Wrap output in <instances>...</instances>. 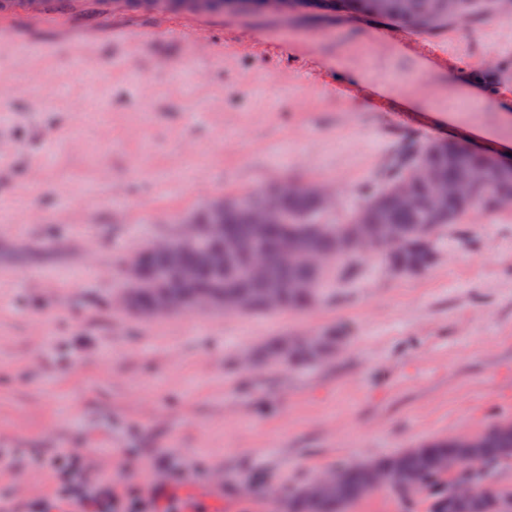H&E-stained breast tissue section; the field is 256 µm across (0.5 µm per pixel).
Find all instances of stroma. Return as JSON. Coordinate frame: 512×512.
<instances>
[{"mask_svg": "<svg viewBox=\"0 0 512 512\" xmlns=\"http://www.w3.org/2000/svg\"><path fill=\"white\" fill-rule=\"evenodd\" d=\"M0 498L50 504L47 451L119 490L165 481L193 512H271L333 467L512 422V218L473 215L436 263L369 258L304 312L142 319L121 267L175 217L274 178L356 208L414 143L512 161V18L432 33L318 13L0 9ZM94 277H86V268ZM341 328L320 365L248 363ZM223 486H215L214 474ZM369 491L349 512H432Z\"/></svg>", "mask_w": 512, "mask_h": 512, "instance_id": "stroma-1", "label": "stroma"}]
</instances>
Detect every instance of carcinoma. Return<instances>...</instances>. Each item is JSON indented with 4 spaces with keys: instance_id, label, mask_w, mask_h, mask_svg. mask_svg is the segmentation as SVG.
<instances>
[{
    "instance_id": "obj_1",
    "label": "carcinoma",
    "mask_w": 512,
    "mask_h": 512,
    "mask_svg": "<svg viewBox=\"0 0 512 512\" xmlns=\"http://www.w3.org/2000/svg\"><path fill=\"white\" fill-rule=\"evenodd\" d=\"M264 0H214L213 12L264 15ZM297 13L323 12L348 16L370 17L404 24L413 29L430 32L456 23V15L466 20L477 18L511 17V12H501L498 0H453L455 14L448 13V0H297ZM491 158L453 143L436 142L412 147L403 162L358 208L344 218L333 220L325 211L321 200L308 192H278L279 182L252 191L244 196L224 200L222 207H204L196 210L187 220L196 224H221L224 226V246L239 241H250L258 251L271 255L265 274L260 279L251 276L248 260L230 257L224 269L208 268L200 262L201 250L212 244L201 239L194 244H184L179 236L170 237L181 249L182 264L176 277H171L164 254L150 248L138 253L146 264L143 282L128 289L139 305L147 304L159 290L179 293L195 301L204 290L215 285L231 298L239 292L247 293L250 313H269L266 299L273 293L282 297L281 311H300L319 301L327 289L346 271L361 260L358 255L336 259V241L349 233L353 224H368L381 242L374 254L380 255L391 269L403 276L424 272L436 259L438 239L442 231H453L475 213L493 215L500 211L499 196L512 193V182L499 185L487 177ZM435 170L441 182L448 185V195L435 201L434 185L418 176L420 169ZM405 185L408 193L417 200L413 206L402 202L398 187ZM278 194L279 219L274 225L261 228L252 223L249 210L261 205L265 198ZM402 235V243L391 242L393 236ZM289 236L294 240L299 258L288 261L275 256L279 239ZM312 252L333 258L322 267L309 265L304 256ZM307 283L305 291L294 285ZM319 343L322 358L332 356L345 340L334 329L313 335ZM291 365L314 362V355L306 341L288 345V338L264 347L258 352V361L267 367L281 365L282 359ZM477 447L462 448L448 439L408 448L384 460L369 461L367 465L382 474V485L392 487L389 471L393 461L420 473L418 483L401 491L411 496L421 489H430L435 495V512H448V502L455 497L456 487L469 485L473 493L485 497L483 512H512V489L500 485L494 478L496 467L512 465V423H505L476 436ZM438 456L448 461V467L437 466L429 459ZM367 489L363 487L361 471L353 467L348 471V481L339 489L320 498H311L299 488L281 498L276 508L281 512H347Z\"/></svg>"
}]
</instances>
